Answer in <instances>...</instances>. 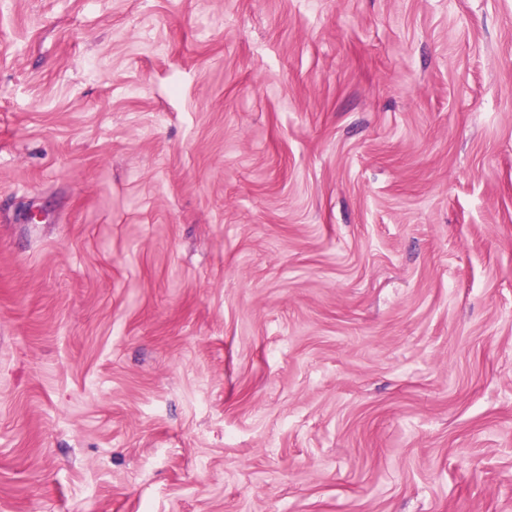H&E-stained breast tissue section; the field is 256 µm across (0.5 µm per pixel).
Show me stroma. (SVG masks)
Instances as JSON below:
<instances>
[{"label": "stroma", "mask_w": 512, "mask_h": 512, "mask_svg": "<svg viewBox=\"0 0 512 512\" xmlns=\"http://www.w3.org/2000/svg\"><path fill=\"white\" fill-rule=\"evenodd\" d=\"M0 512H512V0H0Z\"/></svg>", "instance_id": "stroma-1"}]
</instances>
